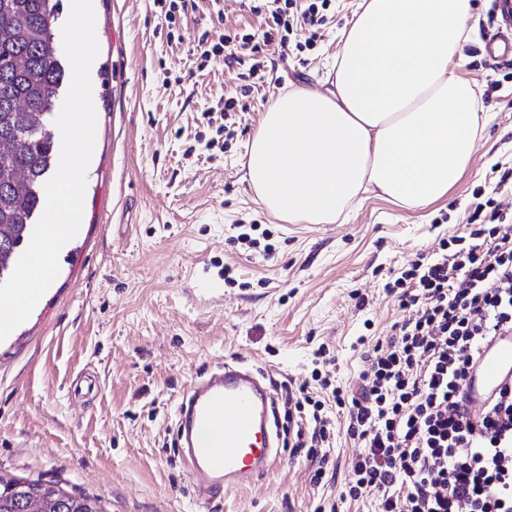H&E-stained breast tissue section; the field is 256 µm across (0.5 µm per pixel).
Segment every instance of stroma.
Instances as JSON below:
<instances>
[{"mask_svg":"<svg viewBox=\"0 0 512 512\" xmlns=\"http://www.w3.org/2000/svg\"><path fill=\"white\" fill-rule=\"evenodd\" d=\"M360 0H331L313 45L266 46L261 78L203 55L199 39L261 34L272 18L248 0H94L97 115L80 230L30 317L0 342V470L58 479L106 512H196L178 448L177 406L224 364L260 371L274 397L310 380L326 347L344 384L364 369L359 337L385 340L405 318L385 285L494 198L512 208V56L489 61L492 0H475L460 77L490 121L445 199L418 209L375 192L333 224H287L248 182L246 146L268 104L297 88L331 90L344 25ZM245 110L225 111L228 98ZM254 225L259 247L230 243ZM272 245L264 255L263 245ZM321 482L281 437L282 459L252 484L223 490L210 512H373L343 498L357 443L330 437Z\"/></svg>","mask_w":512,"mask_h":512,"instance_id":"35a3bbf8","label":"stroma"}]
</instances>
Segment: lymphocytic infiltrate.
Segmentation results:
<instances>
[{
	"instance_id": "lymphocytic-infiltrate-1",
	"label": "lymphocytic infiltrate",
	"mask_w": 512,
	"mask_h": 512,
	"mask_svg": "<svg viewBox=\"0 0 512 512\" xmlns=\"http://www.w3.org/2000/svg\"><path fill=\"white\" fill-rule=\"evenodd\" d=\"M273 25L262 36L222 35L227 61L237 48L313 44L324 18L297 0H270ZM462 234L440 240L431 257L409 262L388 283L407 316L365 356L360 389L318 381L287 395L300 421L294 446L328 463L333 412L360 446L351 463V500L374 494L375 512H512V386L473 419L462 384L482 345L512 330V224L495 199L477 205Z\"/></svg>"
}]
</instances>
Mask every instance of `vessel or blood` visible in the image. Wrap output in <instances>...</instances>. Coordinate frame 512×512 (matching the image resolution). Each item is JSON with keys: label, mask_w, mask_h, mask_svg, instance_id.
Listing matches in <instances>:
<instances>
[{"label": "vessel or blood", "mask_w": 512, "mask_h": 512, "mask_svg": "<svg viewBox=\"0 0 512 512\" xmlns=\"http://www.w3.org/2000/svg\"><path fill=\"white\" fill-rule=\"evenodd\" d=\"M499 27L486 53L512 54V0H494ZM512 384V332L495 337L480 352L463 388L472 414ZM275 402L246 368L225 365L193 382L179 406V446L198 505H208L214 490L241 488L267 472L278 456L271 419Z\"/></svg>", "instance_id": "1"}]
</instances>
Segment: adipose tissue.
Segmentation results:
<instances>
[{
	"label": "adipose tissue",
	"instance_id": "ef3b65f1",
	"mask_svg": "<svg viewBox=\"0 0 512 512\" xmlns=\"http://www.w3.org/2000/svg\"><path fill=\"white\" fill-rule=\"evenodd\" d=\"M474 0H361L335 90L277 96L247 145L246 179L289 224H332L375 190L408 208L447 195L486 119L457 76Z\"/></svg>",
	"mask_w": 512,
	"mask_h": 512
}]
</instances>
